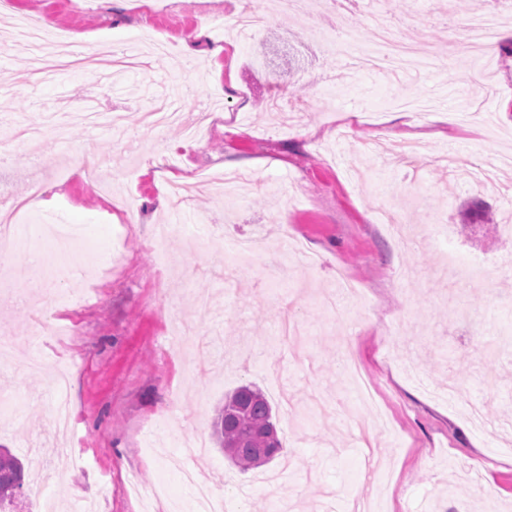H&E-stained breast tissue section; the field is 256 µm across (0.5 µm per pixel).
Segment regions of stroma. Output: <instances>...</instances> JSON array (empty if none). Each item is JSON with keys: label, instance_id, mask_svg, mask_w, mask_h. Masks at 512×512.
<instances>
[{"label": "stroma", "instance_id": "35a3bbf8", "mask_svg": "<svg viewBox=\"0 0 512 512\" xmlns=\"http://www.w3.org/2000/svg\"><path fill=\"white\" fill-rule=\"evenodd\" d=\"M161 16L133 0H14L0 14V193L25 199L43 182L47 205L25 214L21 241L52 224L82 230L78 247L44 263L23 248L0 256V336L15 356L0 360V446L24 463L27 489L17 512H194L181 474L182 442L201 433L194 467L226 493L227 512L259 505L290 512H348L371 499L368 465L391 473L381 512H512V47L501 46L488 73L476 54L449 50L473 12L512 0H360L348 24L363 57L345 67L328 51L317 20L330 0L305 12H277L268 29L236 35L228 17L239 0H166ZM49 21V51L67 56L88 42L121 45L157 25L172 52L137 71L64 69L34 75V47L16 35L23 22ZM407 37L423 67L398 75L372 69L371 32ZM224 46L223 57L208 50ZM183 96L195 118L201 101L223 98L202 140L182 127L142 125L162 96ZM307 102L278 114L274 99ZM427 144L430 159L399 154ZM96 158L111 195L75 173ZM162 155L176 168L158 169ZM243 176L245 198L225 221L209 178ZM194 186L190 201L161 210L167 182ZM438 236L426 237L428 223ZM251 239L249 263L233 242ZM457 265L479 256L480 276L458 281ZM287 261V283L274 280ZM83 265L111 279L88 305L59 297L86 285L67 272ZM370 301L336 311L337 267ZM470 314L465 329L461 316ZM70 377L75 430L54 427L53 377ZM260 389L275 414L283 449L268 465L234 466L212 438L224 396ZM479 405L478 431L467 409ZM85 450L83 462L68 451ZM375 447L367 463V447ZM285 470L278 491L258 476ZM42 483L36 498L28 488Z\"/></svg>", "mask_w": 512, "mask_h": 512}]
</instances>
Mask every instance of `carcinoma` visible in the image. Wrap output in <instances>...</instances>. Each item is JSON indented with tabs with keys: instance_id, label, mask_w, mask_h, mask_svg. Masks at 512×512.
<instances>
[{
	"instance_id": "cac0c4a2",
	"label": "carcinoma",
	"mask_w": 512,
	"mask_h": 512,
	"mask_svg": "<svg viewBox=\"0 0 512 512\" xmlns=\"http://www.w3.org/2000/svg\"><path fill=\"white\" fill-rule=\"evenodd\" d=\"M216 444L240 470L260 467L281 448L273 422L272 407L262 392L251 385H242L224 399L213 422ZM270 448L266 457H258L254 449ZM21 461L0 448V509L16 500V489L23 486Z\"/></svg>"
}]
</instances>
